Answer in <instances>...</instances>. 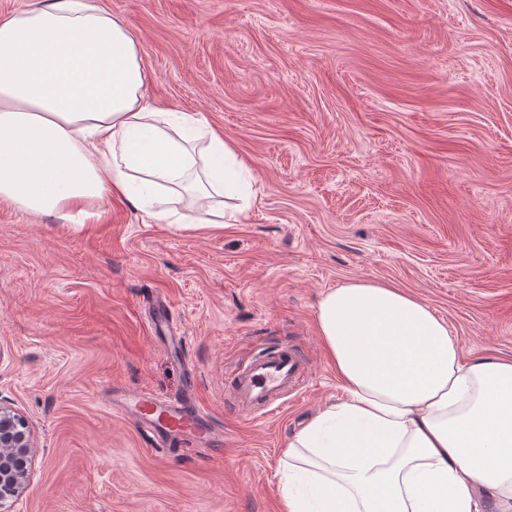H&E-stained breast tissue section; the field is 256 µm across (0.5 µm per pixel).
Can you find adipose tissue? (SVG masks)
<instances>
[{"label": "adipose tissue", "mask_w": 512, "mask_h": 512, "mask_svg": "<svg viewBox=\"0 0 512 512\" xmlns=\"http://www.w3.org/2000/svg\"><path fill=\"white\" fill-rule=\"evenodd\" d=\"M125 22L48 0L0 22V201L86 220L115 194L155 224L191 190L204 224L258 190L198 113L164 112ZM317 331L344 398L282 450L280 512H512V358L463 359L446 320L391 285L322 293Z\"/></svg>", "instance_id": "1"}]
</instances>
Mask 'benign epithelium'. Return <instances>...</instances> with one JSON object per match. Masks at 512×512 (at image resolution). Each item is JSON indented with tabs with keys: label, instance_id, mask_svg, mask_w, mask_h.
<instances>
[{
	"label": "benign epithelium",
	"instance_id": "obj_1",
	"mask_svg": "<svg viewBox=\"0 0 512 512\" xmlns=\"http://www.w3.org/2000/svg\"><path fill=\"white\" fill-rule=\"evenodd\" d=\"M33 458L27 420L0 404V512H11V498L28 484Z\"/></svg>",
	"mask_w": 512,
	"mask_h": 512
}]
</instances>
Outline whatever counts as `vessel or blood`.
<instances>
[{
    "label": "vessel or blood",
    "instance_id": "vessel-or-blood-1",
    "mask_svg": "<svg viewBox=\"0 0 512 512\" xmlns=\"http://www.w3.org/2000/svg\"><path fill=\"white\" fill-rule=\"evenodd\" d=\"M308 374L303 353L288 344L249 352L229 372L226 390L232 405L263 418L279 412L289 394H302ZM131 414L140 427L152 435L189 429L202 432L208 414L201 405L184 410L182 403L159 402L151 393L141 391L129 397Z\"/></svg>",
    "mask_w": 512,
    "mask_h": 512
}]
</instances>
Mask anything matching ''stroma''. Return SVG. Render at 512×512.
<instances>
[{"label": "stroma", "mask_w": 512, "mask_h": 512, "mask_svg": "<svg viewBox=\"0 0 512 512\" xmlns=\"http://www.w3.org/2000/svg\"><path fill=\"white\" fill-rule=\"evenodd\" d=\"M166 111L197 112L259 194L242 223L146 222L119 196L74 224L0 202V404L35 457L12 512H278L280 450L342 392L321 294L389 284L461 353L512 357V0H98ZM182 348L149 338L154 296ZM288 343L308 391L264 421L224 372ZM192 399L225 445L151 438L114 389Z\"/></svg>", "instance_id": "obj_1"}]
</instances>
